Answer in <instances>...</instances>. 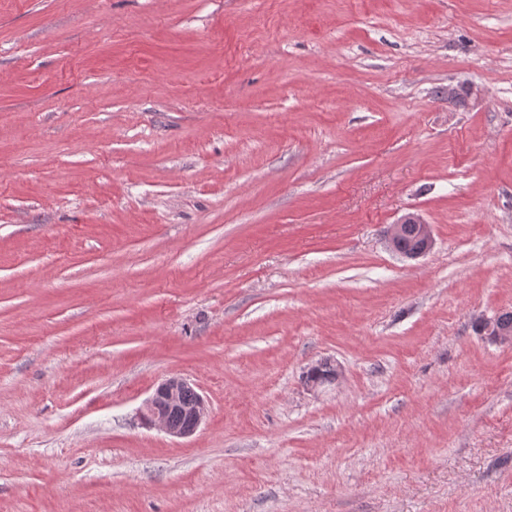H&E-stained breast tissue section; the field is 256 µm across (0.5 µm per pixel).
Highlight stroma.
I'll return each instance as SVG.
<instances>
[{"label":"stroma","instance_id":"35a3bbf8","mask_svg":"<svg viewBox=\"0 0 512 512\" xmlns=\"http://www.w3.org/2000/svg\"><path fill=\"white\" fill-rule=\"evenodd\" d=\"M509 311L512 0H0V512H512ZM406 224H415L419 234L416 232V228L414 225H409L406 229L403 230V233L397 239L396 251L400 253H413L410 256L405 255V257L410 259H416L424 255L432 245L430 227L421 219V217L418 214L411 213L405 215L396 224H394L390 230L388 240L393 248L394 240L398 237L402 227ZM420 237L423 238L424 240V248L416 252L422 244V240ZM187 392L193 393L191 402L185 401ZM173 412L186 414L189 422L185 425L173 423L184 422L183 417ZM206 400L194 383L181 376H171L160 382L141 409L143 421L156 427L167 435L176 438H188L194 435L207 416Z\"/></svg>","mask_w":512,"mask_h":512}]
</instances>
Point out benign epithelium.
I'll use <instances>...</instances> for the list:
<instances>
[{"label":"benign epithelium","mask_w":512,"mask_h":512,"mask_svg":"<svg viewBox=\"0 0 512 512\" xmlns=\"http://www.w3.org/2000/svg\"><path fill=\"white\" fill-rule=\"evenodd\" d=\"M406 224H414L424 240V248L410 255L416 259L424 255L432 245L430 227L419 215L411 213L402 217L390 230L389 243H394ZM182 412L189 422L185 425L173 423L171 414ZM143 421L164 433L176 438L194 435L207 416L206 400L194 383L181 376H171L160 382L141 409Z\"/></svg>","instance_id":"1"}]
</instances>
